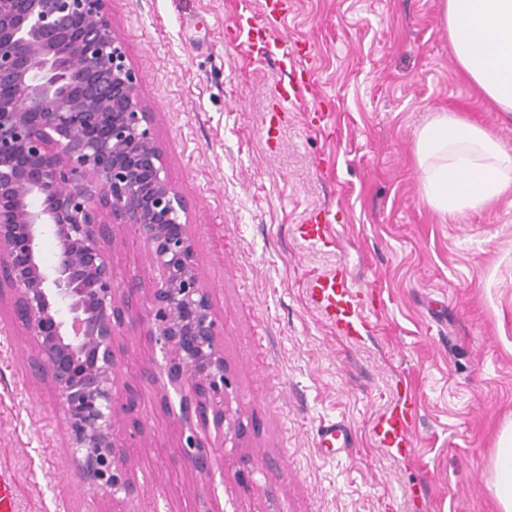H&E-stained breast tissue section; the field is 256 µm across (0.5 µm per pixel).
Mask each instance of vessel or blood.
<instances>
[{
	"label": "vessel or blood",
	"instance_id": "1",
	"mask_svg": "<svg viewBox=\"0 0 512 512\" xmlns=\"http://www.w3.org/2000/svg\"><path fill=\"white\" fill-rule=\"evenodd\" d=\"M288 0H262L259 12H238L232 19L234 41L240 47H261L264 53L277 50L278 43L272 36L279 19L286 10ZM307 71L302 66L291 69L287 84L276 88L274 104L267 115L268 125L280 123L291 105L300 102L308 89ZM301 235L309 241L322 244L333 243L336 235L330 214L325 210L312 211ZM306 295L323 320L336 328L340 335L352 340L361 339L367 332L370 321V305L356 283L344 272L332 275H316L305 281ZM417 421L416 400L408 388H400L394 404L379 414L373 421L372 434L380 447L399 455L412 450V432ZM320 447L345 448L350 444L351 429L345 421H331L321 425L317 431ZM15 473L0 466V512H16Z\"/></svg>",
	"mask_w": 512,
	"mask_h": 512
}]
</instances>
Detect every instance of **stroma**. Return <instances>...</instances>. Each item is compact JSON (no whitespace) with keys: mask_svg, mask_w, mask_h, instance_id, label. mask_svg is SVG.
I'll use <instances>...</instances> for the list:
<instances>
[{"mask_svg":"<svg viewBox=\"0 0 512 512\" xmlns=\"http://www.w3.org/2000/svg\"><path fill=\"white\" fill-rule=\"evenodd\" d=\"M279 50L237 47L229 25L260 0H108L112 26L155 114L169 180L188 205L196 257L222 327L224 360L252 427L244 448L204 437L223 461L190 476L171 448L162 375L139 378L149 447L134 451L123 512H501L489 488L512 423V195L461 223L422 200L413 131L429 112L479 119L512 143V120L460 73L440 0H288ZM312 84L267 142L264 119L298 49ZM331 115L326 132L311 112ZM335 217L314 244L308 213ZM345 271L372 288L371 336H337L312 309L308 276ZM26 328L0 316V465L16 512H112L81 479L58 396L29 366ZM416 389L413 451L372 440L373 418ZM346 421L353 445L322 453ZM327 210H314L302 224L300 234L313 243L330 244L336 238L334 228ZM319 445L321 448L332 450L337 448H347L350 444L351 429L345 421H330L322 424L317 431Z\"/></svg>","mask_w":512,"mask_h":512,"instance_id":"1","label":"stroma"}]
</instances>
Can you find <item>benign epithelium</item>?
<instances>
[{"label": "benign epithelium", "instance_id": "benign-epithelium-1", "mask_svg": "<svg viewBox=\"0 0 512 512\" xmlns=\"http://www.w3.org/2000/svg\"><path fill=\"white\" fill-rule=\"evenodd\" d=\"M125 228L159 278L123 284L112 262ZM58 243L44 262L42 237ZM29 331L30 366L62 403L69 447L85 484L120 500L134 488L131 417L142 435L139 393L116 348L141 323L143 351L166 372L161 403L240 448L244 414L233 403L209 288L196 260L182 194L167 177L154 116L112 28L107 0H0V304ZM179 396L174 407L170 392ZM179 453L199 477L215 466L196 433Z\"/></svg>", "mask_w": 512, "mask_h": 512}]
</instances>
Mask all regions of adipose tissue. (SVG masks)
I'll use <instances>...</instances> for the list:
<instances>
[{"mask_svg":"<svg viewBox=\"0 0 512 512\" xmlns=\"http://www.w3.org/2000/svg\"><path fill=\"white\" fill-rule=\"evenodd\" d=\"M441 17L460 72L512 115V0H441ZM413 143L421 196L440 217L459 223L512 193V146L476 121L433 112ZM490 487L501 512H512V426L499 440Z\"/></svg>","mask_w":512,"mask_h":512,"instance_id":"1","label":"adipose tissue"}]
</instances>
